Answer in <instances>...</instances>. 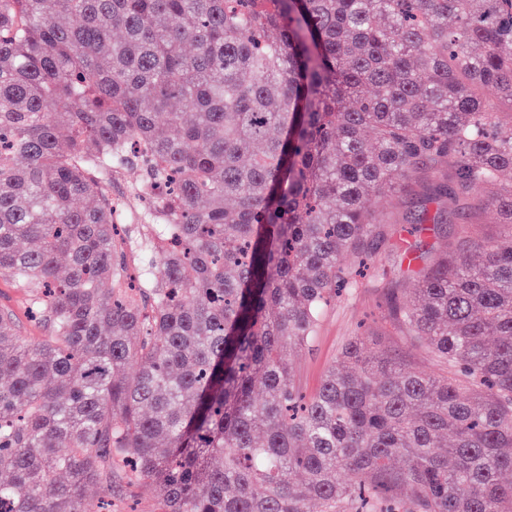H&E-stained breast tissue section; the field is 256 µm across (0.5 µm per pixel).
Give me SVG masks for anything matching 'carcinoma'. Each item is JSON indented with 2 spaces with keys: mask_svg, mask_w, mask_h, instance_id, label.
Instances as JSON below:
<instances>
[{
  "mask_svg": "<svg viewBox=\"0 0 512 512\" xmlns=\"http://www.w3.org/2000/svg\"><path fill=\"white\" fill-rule=\"evenodd\" d=\"M510 47L512 0H0V275L49 331L0 309V512H83L91 484L158 512H512V127L484 99L512 104ZM128 167L162 195L137 288ZM429 167L435 242L388 316L444 373L353 336L304 393L289 354L344 255L397 233L362 198ZM474 187L502 218L478 262L471 225L439 235ZM26 295L21 286L8 277L0 276V307L14 311L18 318V334L26 343L41 340L48 336L44 326L35 325L27 320L25 312Z\"/></svg>",
  "mask_w": 512,
  "mask_h": 512,
  "instance_id": "obj_1",
  "label": "carcinoma"
}]
</instances>
